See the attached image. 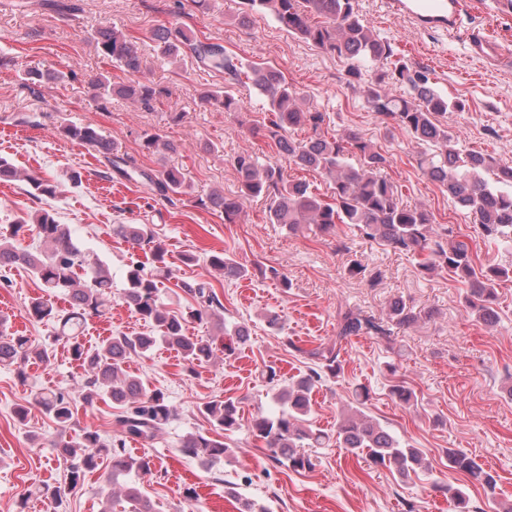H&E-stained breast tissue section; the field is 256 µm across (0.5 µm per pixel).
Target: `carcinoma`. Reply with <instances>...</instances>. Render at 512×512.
I'll return each instance as SVG.
<instances>
[{"mask_svg":"<svg viewBox=\"0 0 512 512\" xmlns=\"http://www.w3.org/2000/svg\"><path fill=\"white\" fill-rule=\"evenodd\" d=\"M245 10L234 22L248 24L251 12L270 13L281 28L298 36L315 48L347 62L346 82L354 87L365 83L367 103L386 126L406 130L424 149L419 167L423 174L440 183L448 197L465 210L483 235L512 252V165L500 163L481 152H464L458 148V133L448 124V113L460 104L438 93L429 85L428 75L413 69L407 62L394 58L390 43L380 37L356 9V0H244ZM157 50L173 63L188 62L224 74L230 85H250L268 101V113L254 119L249 130L268 140V145L303 170L319 174L331 189L324 195L309 182L294 179L282 166L256 154L236 156L232 165L238 175L235 194L214 190L200 204L224 215V223L234 224L244 202L261 197L267 202L266 218L296 233L311 226L321 234H330L338 224H350L364 239L418 259L421 272H449L466 286L465 303L475 320L492 327L498 321L500 282L512 278V263L477 265L470 245L459 238L452 224H438L423 203L408 204L402 190L383 175L389 165L388 156L374 142L358 131L345 129L329 132L330 116L305 104L302 93L279 71L261 63L244 66L223 44L203 32L187 26L160 25L154 31ZM99 55L124 77L117 80L109 72L87 77L85 83L92 97L103 101L112 98L129 100L153 111L169 91L142 77L143 59L137 44L121 29L104 23L92 34ZM74 79L73 72L59 69L28 70L23 86L33 95L46 83ZM407 86L410 97L396 94L397 87ZM200 103L224 109L229 115H240L242 99L230 90L204 89L198 94ZM307 129L311 135L294 138L290 132ZM61 134L99 153L113 168L122 171L118 146L103 136L93 124H66ZM142 147L150 154L179 151L180 145L164 139L156 132L142 135ZM145 179L159 194L186 195L191 190L185 173L176 166H162L157 173L133 170L125 173ZM0 179L19 180L30 188V194L53 197L57 186L40 176L20 172L7 159L0 158ZM34 224L43 247L30 250L18 248L8 238H0V267L20 265L27 268L43 288V295L34 299L28 314L39 321L54 324L55 333L65 340L73 358L86 369L87 376L72 389L41 390L34 395L52 421L58 425L69 422L80 403L91 405L102 396L108 397L118 409V434L105 441L92 430L55 444L66 462L67 489L45 488L39 494L60 505L66 491H72L94 470L101 457L110 459L109 482H124V512H153L152 504L141 485L130 476L153 474L155 463L148 456H133L127 443L152 441L170 423L174 409L165 394L152 389L139 377L126 372L124 366L133 353H146L162 342L177 350L188 365L210 360L216 337H224V353L232 354L246 343L248 330L243 325L227 328L223 304L215 292L202 283L181 284L196 306L177 311L160 298L158 276L147 274L139 264L129 266L122 300L127 307L151 325L156 333L149 336H109L88 348L81 336L88 320L101 316L112 299V275L101 260L89 261L68 225L58 221L55 213L41 209L29 215L25 223L16 225L11 236H18L24 224ZM113 233L133 249L149 247L154 262L165 264V249L149 224H115ZM210 267L227 280H239L248 270L230 255L217 252L208 257ZM348 274L375 287L379 272L360 260H353ZM65 293L70 308H57L52 298ZM419 319L414 308L396 298L389 303L388 316L377 320L350 308L337 312L334 342L306 352L315 366L299 378L277 389L275 399L280 409L259 414L251 423L252 436L262 442L270 458L289 470L301 472L315 466L308 448L322 447L331 436L311 426V394L323 375L337 376L341 371L342 343L353 336L383 339L392 328L409 326ZM196 321L211 326L210 337L189 336L186 324ZM0 318V366L16 367L24 377L22 365L30 356L49 358L26 336L15 335L3 328ZM389 392L399 402L411 405L414 391L403 380L390 385ZM369 398L365 389L355 394V403L342 411L336 423V443L353 454H366L379 467L395 470L400 476L429 468L427 456L418 448L403 443L379 422L360 408ZM204 415L216 431H232L239 426L237 407L232 400H214L204 406ZM180 452L214 468L231 456L232 449L220 436L193 431L180 441ZM448 471L467 475L471 481L490 490L496 477L467 452L448 449ZM455 512H484L471 504L466 489L454 483L442 487Z\"/></svg>","mask_w":512,"mask_h":512,"instance_id":"obj_1","label":"carcinoma"}]
</instances>
